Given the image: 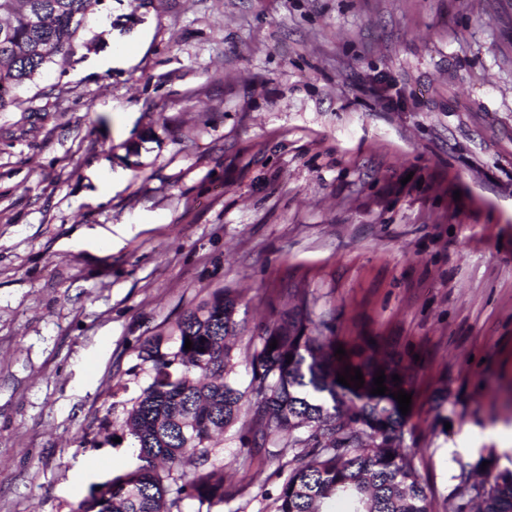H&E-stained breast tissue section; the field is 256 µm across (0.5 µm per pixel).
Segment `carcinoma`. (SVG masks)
<instances>
[{"instance_id":"carcinoma-1","label":"carcinoma","mask_w":512,"mask_h":512,"mask_svg":"<svg viewBox=\"0 0 512 512\" xmlns=\"http://www.w3.org/2000/svg\"><path fill=\"white\" fill-rule=\"evenodd\" d=\"M100 0H0V23L9 26L15 50L0 49V112L20 105L19 91L53 66L70 64L74 45ZM294 301L249 338L251 378L245 389L229 378L234 319L239 297L222 290L177 321L174 344L158 338L137 351L149 382L132 401L126 426L140 464L101 485L73 512H181L195 499L212 508L242 493L226 480L210 444L212 434L241 423L240 439L256 453L276 459L286 449L288 476L279 487L276 512H431L415 466L403 447L406 416L392 394L412 392L400 363L364 339L340 346L326 322H315L306 296ZM193 348L185 349V340ZM277 342L270 349L271 342ZM360 369L364 385L337 382L345 367ZM384 370L387 391L371 394ZM401 381L392 380V375ZM288 435V446L280 445ZM457 496L478 501L477 512H512V470L458 463Z\"/></svg>"}]
</instances>
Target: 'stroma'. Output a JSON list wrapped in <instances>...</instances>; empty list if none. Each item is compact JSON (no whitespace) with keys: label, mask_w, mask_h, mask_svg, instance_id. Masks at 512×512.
Masks as SVG:
<instances>
[{"label":"stroma","mask_w":512,"mask_h":512,"mask_svg":"<svg viewBox=\"0 0 512 512\" xmlns=\"http://www.w3.org/2000/svg\"><path fill=\"white\" fill-rule=\"evenodd\" d=\"M0 112V512H73L138 464L144 340L237 291L232 375L282 288L413 363L433 512L512 469V0H101ZM127 392L114 393L116 381ZM275 512L286 469L217 437Z\"/></svg>","instance_id":"obj_1"}]
</instances>
